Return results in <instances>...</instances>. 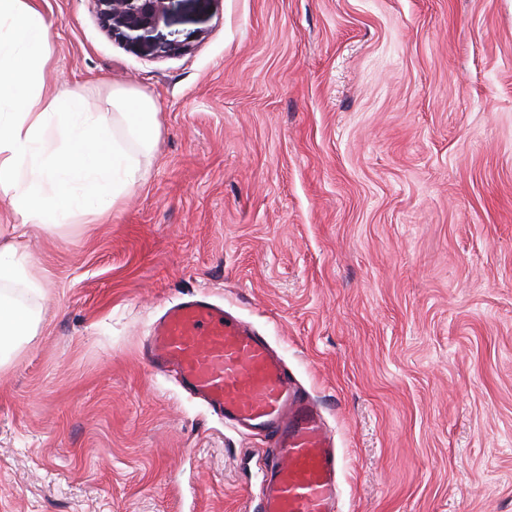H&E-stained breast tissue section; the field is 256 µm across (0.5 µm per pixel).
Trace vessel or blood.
Here are the masks:
<instances>
[{
  "label": "vessel or blood",
  "mask_w": 512,
  "mask_h": 512,
  "mask_svg": "<svg viewBox=\"0 0 512 512\" xmlns=\"http://www.w3.org/2000/svg\"><path fill=\"white\" fill-rule=\"evenodd\" d=\"M145 352L213 415L267 438L271 452L250 512H337L340 460L324 409L252 325L192 295L158 318Z\"/></svg>",
  "instance_id": "1"
}]
</instances>
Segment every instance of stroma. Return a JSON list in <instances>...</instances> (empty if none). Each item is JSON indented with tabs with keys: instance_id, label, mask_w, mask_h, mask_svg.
<instances>
[{
	"instance_id": "obj_1",
	"label": "stroma",
	"mask_w": 512,
	"mask_h": 512,
	"mask_svg": "<svg viewBox=\"0 0 512 512\" xmlns=\"http://www.w3.org/2000/svg\"><path fill=\"white\" fill-rule=\"evenodd\" d=\"M47 84L150 96L111 217L27 225L41 318L0 363V512H243L266 443L143 357L205 293L325 404L339 512H512V0H184L138 56L36 0ZM209 33L192 36L193 18Z\"/></svg>"
}]
</instances>
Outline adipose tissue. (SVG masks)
<instances>
[{
	"label": "adipose tissue",
	"mask_w": 512,
	"mask_h": 512,
	"mask_svg": "<svg viewBox=\"0 0 512 512\" xmlns=\"http://www.w3.org/2000/svg\"><path fill=\"white\" fill-rule=\"evenodd\" d=\"M49 43L32 0H0V192L19 226L93 224L138 185L159 133L155 105L120 86L93 106L81 84L46 86ZM19 280L40 289L20 245L0 246V351L37 330L34 309L3 290Z\"/></svg>",
	"instance_id": "1"
}]
</instances>
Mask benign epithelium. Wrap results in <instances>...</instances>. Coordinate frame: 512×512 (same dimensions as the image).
I'll use <instances>...</instances> for the list:
<instances>
[{
	"instance_id": "1",
	"label": "benign epithelium",
	"mask_w": 512,
	"mask_h": 512,
	"mask_svg": "<svg viewBox=\"0 0 512 512\" xmlns=\"http://www.w3.org/2000/svg\"><path fill=\"white\" fill-rule=\"evenodd\" d=\"M103 30L128 51L142 56H175L189 44L172 26L178 0H93Z\"/></svg>"
}]
</instances>
